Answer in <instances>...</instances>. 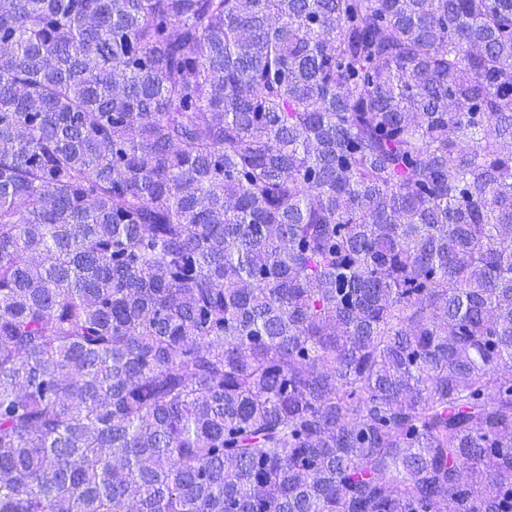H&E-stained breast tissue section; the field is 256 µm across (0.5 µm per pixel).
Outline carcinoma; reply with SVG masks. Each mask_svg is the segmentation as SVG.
Wrapping results in <instances>:
<instances>
[{"label":"carcinoma","mask_w":512,"mask_h":512,"mask_svg":"<svg viewBox=\"0 0 512 512\" xmlns=\"http://www.w3.org/2000/svg\"><path fill=\"white\" fill-rule=\"evenodd\" d=\"M512 512V0H0V512Z\"/></svg>","instance_id":"carcinoma-1"}]
</instances>
